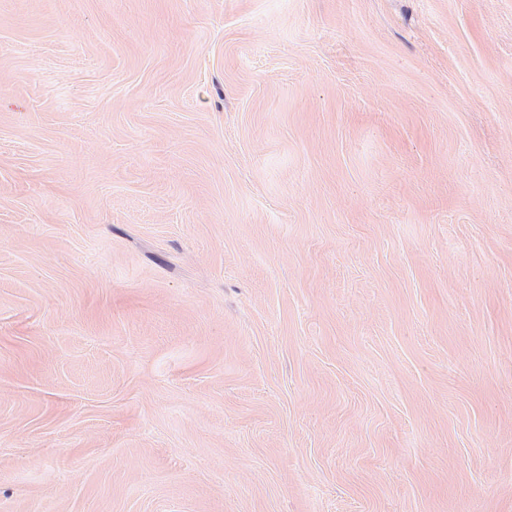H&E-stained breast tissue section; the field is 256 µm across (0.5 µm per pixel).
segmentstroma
<instances>
[{"label": "stroma", "instance_id": "obj_1", "mask_svg": "<svg viewBox=\"0 0 512 512\" xmlns=\"http://www.w3.org/2000/svg\"><path fill=\"white\" fill-rule=\"evenodd\" d=\"M0 512H512V0H0Z\"/></svg>", "mask_w": 512, "mask_h": 512}]
</instances>
